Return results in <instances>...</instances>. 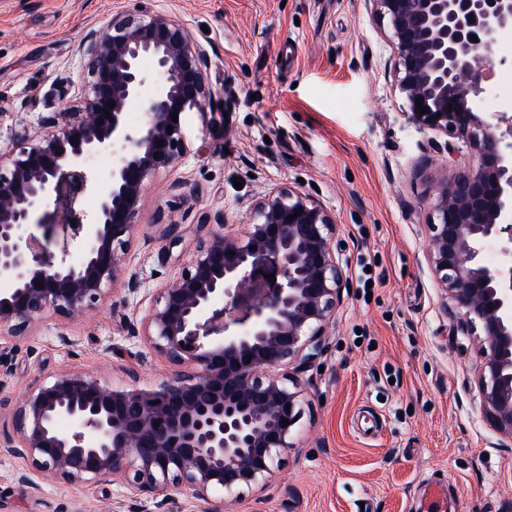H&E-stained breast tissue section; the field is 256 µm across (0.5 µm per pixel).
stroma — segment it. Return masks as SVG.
<instances>
[{"label": "stroma", "instance_id": "1", "mask_svg": "<svg viewBox=\"0 0 512 512\" xmlns=\"http://www.w3.org/2000/svg\"><path fill=\"white\" fill-rule=\"evenodd\" d=\"M133 0H0V152L12 131L84 105L85 36ZM205 49L211 97L184 116L188 156L145 186L118 282L67 320L45 311L0 337V423L61 370L114 388H151L169 364L131 335L159 288L187 265L202 214L240 235L271 189L296 191L337 222L349 290L328 350L302 374L295 448L266 489L221 506L173 490L165 512H424L431 483L454 512H512V446L486 426L478 341L452 335L426 245L430 181L460 160L446 135L407 115L393 50L367 0H153ZM184 236L161 261L168 225ZM372 269L370 284L358 273ZM140 283L131 294L124 284ZM0 454V512H142L119 483H19Z\"/></svg>", "mask_w": 512, "mask_h": 512}]
</instances>
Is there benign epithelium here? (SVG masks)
<instances>
[{"label":"benign epithelium","instance_id":"7a95c632","mask_svg":"<svg viewBox=\"0 0 512 512\" xmlns=\"http://www.w3.org/2000/svg\"><path fill=\"white\" fill-rule=\"evenodd\" d=\"M367 2L386 23L411 119L477 159L436 179L427 259L452 335L482 331V419L512 440V119L491 123L480 112L512 0ZM83 51V110L49 113L48 134L33 143L16 132L19 147L0 154V279L11 283L0 293V332L10 336L47 309L71 318L103 300L145 182L188 154L183 116L211 96L206 52L144 0L91 32ZM137 103L144 120L132 128L126 112ZM101 153L112 154L106 183L89 164ZM82 198L95 201L89 215L75 208ZM246 223L244 236H231L221 215L203 214L192 260L160 287L141 331L129 327L177 367L172 377L111 389L61 371L17 402L0 449L26 461L18 482L120 481L152 504L143 512H163L176 487L206 500L269 483L303 414L298 379L277 370L299 373L324 355L349 282L331 245L335 219L306 195L272 189ZM167 237L164 261L183 243L176 224Z\"/></svg>","mask_w":512,"mask_h":512}]
</instances>
